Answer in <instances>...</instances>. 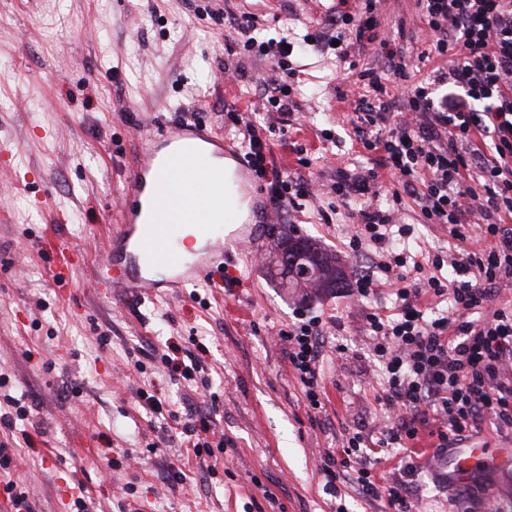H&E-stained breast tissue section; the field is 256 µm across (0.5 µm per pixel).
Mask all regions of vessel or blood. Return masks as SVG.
I'll list each match as a JSON object with an SVG mask.
<instances>
[{"instance_id":"obj_1","label":"vessel or blood","mask_w":512,"mask_h":512,"mask_svg":"<svg viewBox=\"0 0 512 512\" xmlns=\"http://www.w3.org/2000/svg\"><path fill=\"white\" fill-rule=\"evenodd\" d=\"M224 141L197 125L180 122L156 136H145L118 201L120 221L109 231L112 271L110 288L152 294L161 288H183L209 277L222 266L229 251L221 234L218 215L224 212V169L217 158ZM196 184L198 193L188 198L176 193L173 181ZM188 213L205 244L202 256L188 261L176 236V216ZM39 249L54 254L53 278L67 286L74 265L70 250L60 240L39 242ZM476 447L448 449L441 458L448 482L462 485L481 468Z\"/></svg>"}]
</instances>
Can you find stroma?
<instances>
[{"label":"stroma","instance_id":"stroma-1","mask_svg":"<svg viewBox=\"0 0 512 512\" xmlns=\"http://www.w3.org/2000/svg\"><path fill=\"white\" fill-rule=\"evenodd\" d=\"M237 15L257 17L258 40L288 37L289 67L300 72L296 108L284 131L269 133L257 108L261 83L277 61L245 50L211 0H0V201L13 216L0 223V411L19 399L30 413L27 433L0 425L17 487L32 512H72L84 497L90 512H386L385 499L362 492L355 476L329 494L320 466L361 433L374 474H402L410 453L381 448L394 427L378 401L375 337L366 315L394 308L383 288L360 297L355 282L378 260L371 242L351 250L359 210L398 208L414 232L405 246L449 256L458 246L446 227L426 220L417 201L391 197L339 200L337 170H375L396 188L375 152L354 132L343 95L368 89L385 49L403 50L407 76L389 91L410 90L442 60L421 59L425 30L416 0H379L377 42L339 61L310 46L328 0H230ZM244 65L238 83L224 69ZM255 110L278 168L313 185L299 207H251L259 252L235 251L224 268L231 283L184 288L152 297L95 288L104 274L110 225L119 220L139 136L197 115L224 132V105ZM58 235L78 255L70 288L51 277L53 259L35 245ZM336 256L350 282L333 291L286 288L277 273L281 231ZM335 316L323 328V407L309 408L288 362L282 333L300 319ZM201 366L193 380L170 379L163 354ZM165 400L164 415L145 413L138 392ZM204 421L195 456L176 427ZM185 482L169 481L171 466ZM409 512H512V474L487 472L466 487L448 484L439 467L409 478Z\"/></svg>","mask_w":512,"mask_h":512}]
</instances>
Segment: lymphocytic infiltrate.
Masks as SVG:
<instances>
[{"label":"lymphocytic infiltrate","mask_w":512,"mask_h":512,"mask_svg":"<svg viewBox=\"0 0 512 512\" xmlns=\"http://www.w3.org/2000/svg\"><path fill=\"white\" fill-rule=\"evenodd\" d=\"M430 51L446 58L414 87L407 98L393 97L379 79L370 86L375 99L355 102L357 136L365 148L382 151V165L404 193L418 199L425 218L446 226L459 242H474L475 251L449 259L434 257L435 274L417 279L425 264L401 251L361 275L356 291L395 287L397 313L374 311L367 326L380 342L383 399L401 419L379 441L386 447L413 440L421 426L435 421L437 452L452 438L493 419L496 429H512V310L496 306L501 288L512 284V0H417ZM376 0H359L352 10L327 16L326 45L337 46L341 59L366 48L379 26ZM398 122H389L391 112ZM235 135L258 177L267 181L272 207L280 208L302 180L267 160L269 145L252 119L231 113ZM482 218L478 235L465 226ZM359 240L390 246L407 236L391 212L361 210ZM450 266L453 277L442 276ZM449 297L448 311L435 313L426 295ZM483 310L471 319L472 310ZM322 321L311 318L289 327L288 361L312 409L321 407ZM361 436L349 437L342 453L326 454L321 471L335 485L356 470L363 491L385 498L392 512H408L407 486L395 479L372 480L367 460L358 452Z\"/></svg>","instance_id":"obj_1"}]
</instances>
